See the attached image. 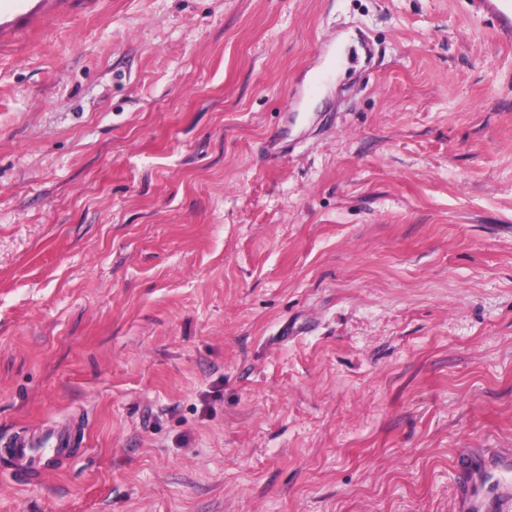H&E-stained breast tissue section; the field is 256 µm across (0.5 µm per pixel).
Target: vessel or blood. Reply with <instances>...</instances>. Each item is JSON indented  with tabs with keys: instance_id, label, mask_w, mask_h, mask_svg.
Masks as SVG:
<instances>
[{
	"instance_id": "b4317fda",
	"label": "vessel or blood",
	"mask_w": 512,
	"mask_h": 512,
	"mask_svg": "<svg viewBox=\"0 0 512 512\" xmlns=\"http://www.w3.org/2000/svg\"><path fill=\"white\" fill-rule=\"evenodd\" d=\"M69 450V432L63 427L45 434L19 436L9 444V454L19 468L17 480L21 483L38 480L48 461L65 459Z\"/></svg>"
}]
</instances>
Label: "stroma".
Wrapping results in <instances>:
<instances>
[{"label":"stroma","mask_w":512,"mask_h":512,"mask_svg":"<svg viewBox=\"0 0 512 512\" xmlns=\"http://www.w3.org/2000/svg\"><path fill=\"white\" fill-rule=\"evenodd\" d=\"M0 512L512 494V0H0ZM8 450L19 468L18 482L31 483L47 472L48 461L59 459L63 464L70 450L69 432L57 427L45 434L18 436L9 443Z\"/></svg>","instance_id":"obj_1"}]
</instances>
